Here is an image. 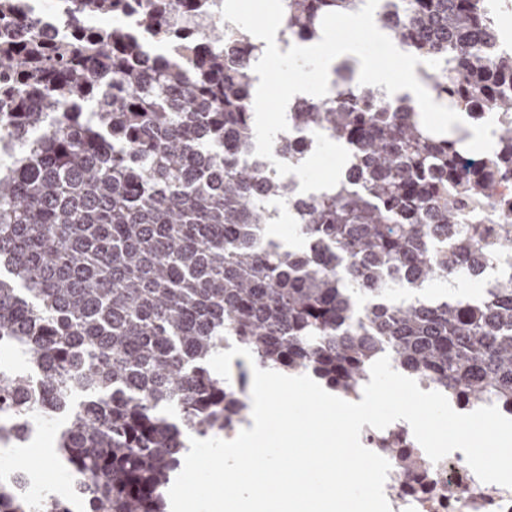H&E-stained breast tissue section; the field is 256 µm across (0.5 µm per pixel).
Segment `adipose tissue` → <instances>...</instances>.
<instances>
[{"instance_id":"ef3b65f1","label":"adipose tissue","mask_w":512,"mask_h":512,"mask_svg":"<svg viewBox=\"0 0 512 512\" xmlns=\"http://www.w3.org/2000/svg\"><path fill=\"white\" fill-rule=\"evenodd\" d=\"M248 33L258 47L257 61L255 63L256 80L254 82V95L258 102L255 109L254 124L258 146H266L283 130L286 122L284 116L296 98H325L330 94L332 71L334 67L350 55L352 48L349 44L340 42L335 36L333 26H325L317 41L306 45L290 42L283 32V25L277 17H270L261 25L249 27ZM387 51L396 57L402 58L405 65L401 80H393L380 70L368 63H360L356 72V79L361 84L372 87L384 94L387 98L395 99L402 95H410L416 106L424 112L440 113L445 126L451 127L460 121L456 112L448 110L447 106L430 98L424 88L418 83L416 76L418 66L411 58L405 57L403 50L394 42H387ZM322 54L325 64L319 75L307 82H283L279 89L277 102L281 110L278 118H271L263 102L266 98L264 82L265 61L267 57L280 54L294 61H301L308 53Z\"/></svg>"}]
</instances>
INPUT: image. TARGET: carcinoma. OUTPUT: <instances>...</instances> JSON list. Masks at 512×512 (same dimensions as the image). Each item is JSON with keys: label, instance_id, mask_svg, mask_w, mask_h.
<instances>
[{"label": "carcinoma", "instance_id": "obj_1", "mask_svg": "<svg viewBox=\"0 0 512 512\" xmlns=\"http://www.w3.org/2000/svg\"><path fill=\"white\" fill-rule=\"evenodd\" d=\"M363 0H286L290 38L313 42L321 23ZM389 39L424 62L435 99L507 117L491 150L466 151L426 123L411 98L393 102L352 82L288 112V124L328 132L350 151L345 175L316 198L253 152L252 82L226 67L237 27L210 35L186 61L144 33L161 15L96 42L112 92L96 86L85 45L51 65L35 42L0 38V75L22 141L0 164V337L19 367L0 368V413L12 442L33 414L66 417L56 451L89 512H165L184 436L247 421V371L216 373L224 342L263 369L313 376L345 398L387 354L391 365L462 390L479 404L512 398V287L472 306L420 291L479 265L478 250L512 255V52L498 44L489 0H396ZM91 20L126 0H81ZM274 199L295 210V248L272 236ZM494 207L498 223L460 224ZM410 297H394V287ZM23 467L0 476L10 512H67L27 498Z\"/></svg>", "mask_w": 512, "mask_h": 512}]
</instances>
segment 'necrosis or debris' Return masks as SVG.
Instances as JSON below:
<instances>
[{"mask_svg":"<svg viewBox=\"0 0 512 512\" xmlns=\"http://www.w3.org/2000/svg\"><path fill=\"white\" fill-rule=\"evenodd\" d=\"M166 3L168 27L192 33L188 39L169 40L177 55H193L197 37L228 27L219 2L202 15L186 12L179 0ZM4 24L11 27L18 42L34 38L48 58L71 42L89 38L77 0H0V26ZM168 27L157 28L156 39H165ZM362 442L384 457L393 449L402 455L424 454L409 424L402 420L382 430L364 429ZM384 493L391 512H512V489L481 482L458 450L419 469L391 467Z\"/></svg>","mask_w":512,"mask_h":512,"instance_id":"4bbe7bcc","label":"necrosis or debris"}]
</instances>
